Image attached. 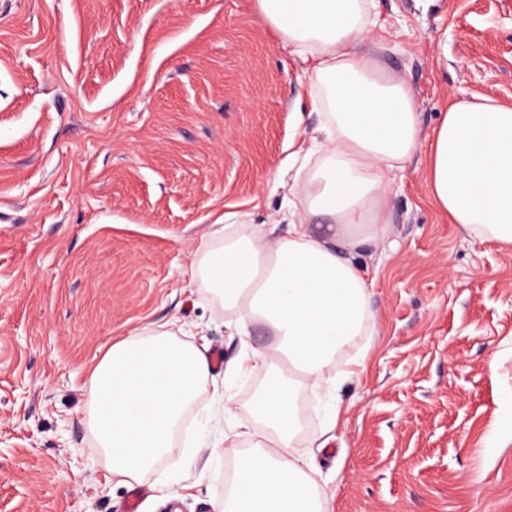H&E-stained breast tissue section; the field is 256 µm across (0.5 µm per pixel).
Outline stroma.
Listing matches in <instances>:
<instances>
[{
    "label": "stroma",
    "mask_w": 512,
    "mask_h": 512,
    "mask_svg": "<svg viewBox=\"0 0 512 512\" xmlns=\"http://www.w3.org/2000/svg\"><path fill=\"white\" fill-rule=\"evenodd\" d=\"M360 43L411 89L422 136L448 106L512 107V0H374ZM256 0H0V512H126L91 430L87 369L145 330L241 353L199 270L214 221L279 222L276 174L325 121ZM418 150L388 186L364 368L298 399L296 455L331 512H512V247L434 203ZM141 512H215L262 434L212 372ZM338 412L336 438L314 439ZM247 431L217 447L227 426Z\"/></svg>",
    "instance_id": "35a3bbf8"
}]
</instances>
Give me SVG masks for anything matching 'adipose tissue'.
<instances>
[{"label": "adipose tissue", "mask_w": 512, "mask_h": 512, "mask_svg": "<svg viewBox=\"0 0 512 512\" xmlns=\"http://www.w3.org/2000/svg\"><path fill=\"white\" fill-rule=\"evenodd\" d=\"M278 40L308 64L326 110L322 160L293 176L283 232L239 227L204 265L230 316L229 335L268 325L277 338L244 352L238 376L265 369L270 382L254 402L265 439L239 455L218 512H327L291 445L302 387L338 386L325 371L355 345L375 315L367 272L354 253L385 234L388 176L420 144L406 83L379 73L358 45L369 35L365 0H256ZM430 195L452 223L512 245V107L458 100L427 149ZM328 218L321 233L312 222ZM289 364L295 377L281 375ZM208 357L169 331H147L112 345L88 369L92 426L112 476L140 480L173 453V436L208 383Z\"/></svg>", "instance_id": "1"}]
</instances>
